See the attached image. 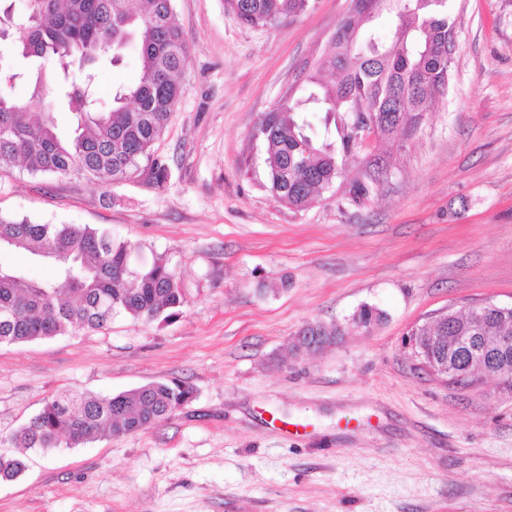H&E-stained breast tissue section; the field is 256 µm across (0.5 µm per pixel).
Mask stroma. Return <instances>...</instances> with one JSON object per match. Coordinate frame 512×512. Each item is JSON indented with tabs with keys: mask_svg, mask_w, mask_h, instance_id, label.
Returning a JSON list of instances; mask_svg holds the SVG:
<instances>
[{
	"mask_svg": "<svg viewBox=\"0 0 512 512\" xmlns=\"http://www.w3.org/2000/svg\"><path fill=\"white\" fill-rule=\"evenodd\" d=\"M349 0L253 28L224 0H174L189 55L158 154L135 180L0 168V214L88 224L161 257L187 303L168 323L0 344V512H512V392L420 368L408 335L451 306L512 305V0H453L445 97L417 129L371 140L388 164L366 205L296 211L264 186L255 128L320 60ZM383 311L347 327L361 305ZM343 326L295 355L306 323ZM179 379L159 425L77 448H14L48 398Z\"/></svg>",
	"mask_w": 512,
	"mask_h": 512,
	"instance_id": "stroma-1",
	"label": "stroma"
}]
</instances>
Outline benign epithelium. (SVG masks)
Returning a JSON list of instances; mask_svg holds the SVG:
<instances>
[{"mask_svg":"<svg viewBox=\"0 0 512 512\" xmlns=\"http://www.w3.org/2000/svg\"><path fill=\"white\" fill-rule=\"evenodd\" d=\"M475 313L483 316L494 312L502 316L512 314V306H501L491 300L472 302L465 308L453 309L439 314L437 322L446 320L453 322L460 318L462 312ZM450 348L448 356H453L457 351L463 353L474 370L459 372L452 368L451 361L439 363L428 356L427 349L423 345V337L412 335L408 345L419 360V365L433 377L457 382L463 378L468 379V384L475 385L487 377L497 379L500 384L512 390V365H508L509 351L512 350V336H481L479 333L466 328L456 336L448 337Z\"/></svg>","mask_w":512,"mask_h":512,"instance_id":"obj_1","label":"benign epithelium"}]
</instances>
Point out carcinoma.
<instances>
[{
    "label": "carcinoma",
    "mask_w": 512,
    "mask_h": 512,
    "mask_svg": "<svg viewBox=\"0 0 512 512\" xmlns=\"http://www.w3.org/2000/svg\"><path fill=\"white\" fill-rule=\"evenodd\" d=\"M28 7L26 21L13 32L10 9L0 10L4 30L23 57L39 63L32 97H42L46 67L58 71L57 96L72 113L74 129L61 138L51 104L36 116L31 103L0 89V167L21 162L32 173H76L97 182L136 179L164 188L169 166L154 146L184 94L179 75L188 58L173 0H28ZM224 7L245 25L267 27L303 15L311 0H224ZM385 17L394 27L389 40L373 27ZM455 35L451 0H403L398 9L350 0L300 96L279 101L257 124L270 191L297 210L332 188L340 191L341 203L363 205L379 191L386 169L364 156L359 110L381 138L416 129L448 90ZM131 40L139 46L140 77L116 88L105 107L97 96L98 70L117 61L114 50ZM351 164L360 168L353 179L346 177ZM2 252L48 262L54 275L39 281L0 264V344L48 339L72 328L102 331L117 315L166 322L186 303L166 262L144 260L135 247L86 224L0 215ZM352 317L367 329L383 312L363 305ZM475 327L487 336H511L512 315L488 316ZM297 335L309 344L331 345L342 329L314 322ZM193 397V388L176 380L111 396L65 393L47 400L9 442L48 451L125 436L167 419ZM24 469L22 459L0 455L1 480Z\"/></svg>",
    "instance_id": "obj_1"
}]
</instances>
